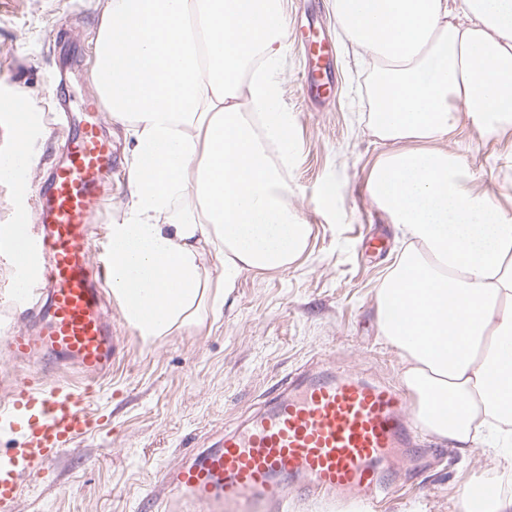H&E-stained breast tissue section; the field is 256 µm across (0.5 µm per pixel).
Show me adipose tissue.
<instances>
[{"mask_svg": "<svg viewBox=\"0 0 512 512\" xmlns=\"http://www.w3.org/2000/svg\"><path fill=\"white\" fill-rule=\"evenodd\" d=\"M335 0L372 62L369 127L387 150L372 198L408 242L376 292L416 419L466 454L490 430L512 471V218L440 149L459 113L512 127V0ZM282 0H109L96 79L130 125L131 200L111 228L110 286L144 342L219 313L246 272L287 270L310 234L273 151L291 143ZM223 272L211 281L202 258Z\"/></svg>", "mask_w": 512, "mask_h": 512, "instance_id": "adipose-tissue-1", "label": "adipose tissue"}]
</instances>
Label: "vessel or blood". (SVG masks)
<instances>
[{
    "label": "vessel or blood",
    "instance_id": "obj_1",
    "mask_svg": "<svg viewBox=\"0 0 512 512\" xmlns=\"http://www.w3.org/2000/svg\"><path fill=\"white\" fill-rule=\"evenodd\" d=\"M26 148L21 97L0 100ZM72 124L65 161L50 169L37 197L38 223L18 211L0 226V253L34 300L38 330L0 334V347L30 364L0 398V431L20 447L0 468V506L22 483L71 451L103 420L94 408L97 385L120 358V339L104 310L112 251H95L91 219L102 214L105 170L116 164L100 130L102 114L85 102ZM72 368L78 385L50 378ZM424 441L400 388L345 366L300 371L278 383L263 408L163 471L157 512H292L295 502L319 497L359 512H376L397 490L406 465H421Z\"/></svg>",
    "mask_w": 512,
    "mask_h": 512
}]
</instances>
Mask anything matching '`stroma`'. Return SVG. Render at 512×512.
I'll return each mask as SVG.
<instances>
[{
	"instance_id": "35a3bbf8",
	"label": "stroma",
	"mask_w": 512,
	"mask_h": 512,
	"mask_svg": "<svg viewBox=\"0 0 512 512\" xmlns=\"http://www.w3.org/2000/svg\"><path fill=\"white\" fill-rule=\"evenodd\" d=\"M108 0H0V98L21 95L33 116L27 181L0 179V226L16 208H33L32 194L62 163L64 129L53 112L99 100L96 49ZM288 55L281 99L292 123L285 179L288 199L311 232L304 253L285 271L243 274L220 316L144 343L115 299L107 306L124 354L101 384V429L77 449L27 480L13 512H153L160 473L209 446L263 405L288 374L345 362L399 383L401 359L381 336L375 294L406 243L391 217L370 197L369 172L384 145L365 121L370 70L356 67L343 44L333 0H282ZM312 31L335 48L321 76L327 100L310 104L302 90L308 60L301 35ZM118 169L97 226L98 245L110 239L131 199L129 126L104 112ZM443 148L461 150L476 184L512 215V131L482 136L461 113ZM15 275L0 254V328L34 325L30 306L14 295ZM425 464L401 483L381 512H464V484L512 493L482 450L463 455L428 437Z\"/></svg>"
}]
</instances>
